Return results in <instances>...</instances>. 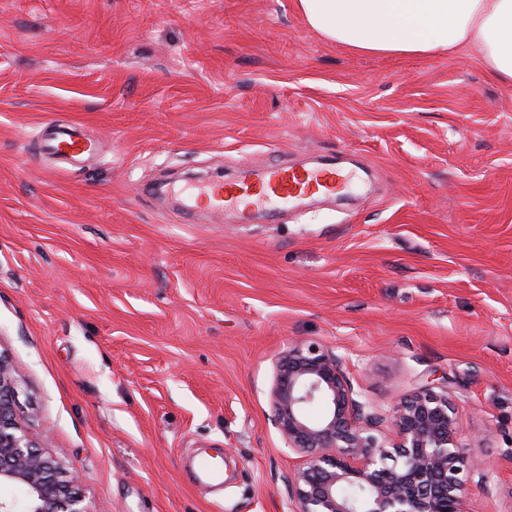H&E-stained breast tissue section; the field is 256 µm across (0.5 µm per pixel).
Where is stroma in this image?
<instances>
[{"label": "stroma", "instance_id": "stroma-1", "mask_svg": "<svg viewBox=\"0 0 512 512\" xmlns=\"http://www.w3.org/2000/svg\"><path fill=\"white\" fill-rule=\"evenodd\" d=\"M99 144L57 169L45 123ZM344 152L340 201L161 198ZM343 355L386 414L446 389L512 512V88L470 51H348L296 0H0V354L87 512H289L275 359ZM225 452L220 493L183 459Z\"/></svg>", "mask_w": 512, "mask_h": 512}]
</instances>
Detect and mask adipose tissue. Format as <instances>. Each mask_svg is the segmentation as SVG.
Returning <instances> with one entry per match:
<instances>
[{
  "label": "adipose tissue",
  "mask_w": 512,
  "mask_h": 512,
  "mask_svg": "<svg viewBox=\"0 0 512 512\" xmlns=\"http://www.w3.org/2000/svg\"><path fill=\"white\" fill-rule=\"evenodd\" d=\"M312 29L353 51L434 56L470 49L512 85V0H297Z\"/></svg>",
  "instance_id": "ef3b65f1"
}]
</instances>
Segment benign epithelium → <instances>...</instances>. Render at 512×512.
I'll return each mask as SVG.
<instances>
[{"mask_svg": "<svg viewBox=\"0 0 512 512\" xmlns=\"http://www.w3.org/2000/svg\"><path fill=\"white\" fill-rule=\"evenodd\" d=\"M15 370L0 354V512H86L79 473L44 452L16 413ZM273 423L301 466L288 476L291 512H468L469 484L493 494L489 465L463 451L448 392L424 385L393 406L392 438L383 418L361 400L346 360L311 339H296L275 365ZM319 404L320 418L306 409ZM353 488L357 497L344 494Z\"/></svg>", "mask_w": 512, "mask_h": 512, "instance_id": "7a95c632", "label": "benign epithelium"}]
</instances>
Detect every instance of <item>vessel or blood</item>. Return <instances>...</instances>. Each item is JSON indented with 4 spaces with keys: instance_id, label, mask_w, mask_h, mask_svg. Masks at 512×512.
Returning a JSON list of instances; mask_svg holds the SVG:
<instances>
[{
    "instance_id": "1",
    "label": "vessel or blood",
    "mask_w": 512,
    "mask_h": 512,
    "mask_svg": "<svg viewBox=\"0 0 512 512\" xmlns=\"http://www.w3.org/2000/svg\"><path fill=\"white\" fill-rule=\"evenodd\" d=\"M39 151L77 158L93 149L91 141L84 138L71 125L48 123L44 126ZM347 177L342 170L314 168L298 170L277 164L263 170L249 172L240 179L223 183L212 182L200 187L191 197L193 203L206 204L216 212L239 205L265 206L275 200L290 201L308 194L334 195L345 190Z\"/></svg>"
}]
</instances>
